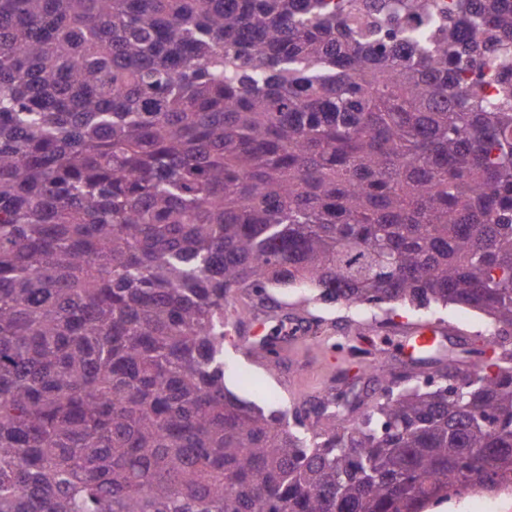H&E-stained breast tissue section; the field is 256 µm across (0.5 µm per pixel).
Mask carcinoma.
Here are the masks:
<instances>
[{"mask_svg":"<svg viewBox=\"0 0 512 512\" xmlns=\"http://www.w3.org/2000/svg\"><path fill=\"white\" fill-rule=\"evenodd\" d=\"M512 329V0H0V512H423L512 359L225 385L243 295Z\"/></svg>","mask_w":512,"mask_h":512,"instance_id":"cac0c4a2","label":"carcinoma"}]
</instances>
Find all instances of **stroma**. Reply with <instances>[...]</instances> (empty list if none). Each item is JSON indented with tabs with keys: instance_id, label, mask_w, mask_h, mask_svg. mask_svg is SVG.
Masks as SVG:
<instances>
[{
	"instance_id": "35a3bbf8",
	"label": "stroma",
	"mask_w": 512,
	"mask_h": 512,
	"mask_svg": "<svg viewBox=\"0 0 512 512\" xmlns=\"http://www.w3.org/2000/svg\"><path fill=\"white\" fill-rule=\"evenodd\" d=\"M304 292L293 288H272L267 299L274 314L283 317L314 314L319 325L301 341L282 344L274 375L248 360L240 351L247 330L228 327L224 338L226 383L239 396L273 408L288 405L293 397H310L330 392L342 400H369L377 395L380 381L373 376L370 358L352 357L350 347L374 349L376 358L404 359L408 350L406 331L416 325L447 326L459 322V330L447 335L446 351L470 348L472 340L483 335L486 318L459 306L414 311L404 307L348 310L339 305L308 306Z\"/></svg>"
}]
</instances>
